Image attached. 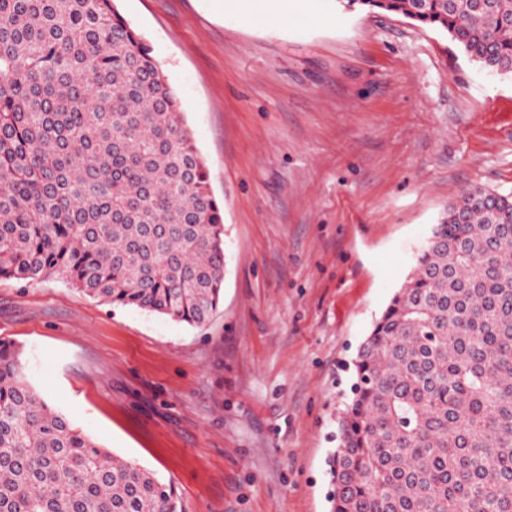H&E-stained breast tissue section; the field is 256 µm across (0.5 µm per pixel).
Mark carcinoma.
<instances>
[{
	"label": "carcinoma",
	"instance_id": "cac0c4a2",
	"mask_svg": "<svg viewBox=\"0 0 512 512\" xmlns=\"http://www.w3.org/2000/svg\"><path fill=\"white\" fill-rule=\"evenodd\" d=\"M447 33L512 76V0H336ZM200 325L224 211L181 102L114 0H0V279ZM332 512H512V193L448 204L352 361ZM0 512H182L101 447L0 340Z\"/></svg>",
	"mask_w": 512,
	"mask_h": 512
}]
</instances>
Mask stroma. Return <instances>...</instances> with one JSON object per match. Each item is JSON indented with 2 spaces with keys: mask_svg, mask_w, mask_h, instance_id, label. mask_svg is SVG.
I'll use <instances>...</instances> for the list:
<instances>
[{
  "mask_svg": "<svg viewBox=\"0 0 512 512\" xmlns=\"http://www.w3.org/2000/svg\"><path fill=\"white\" fill-rule=\"evenodd\" d=\"M178 95L224 204L201 326L0 280V338L44 399L172 483L183 512H330L349 364L470 187L512 193V77L403 16L304 0H115ZM237 8L243 14L257 15L258 13L275 17L288 10V0H235Z\"/></svg>",
  "mask_w": 512,
  "mask_h": 512,
  "instance_id": "35a3bbf8",
  "label": "stroma"
}]
</instances>
